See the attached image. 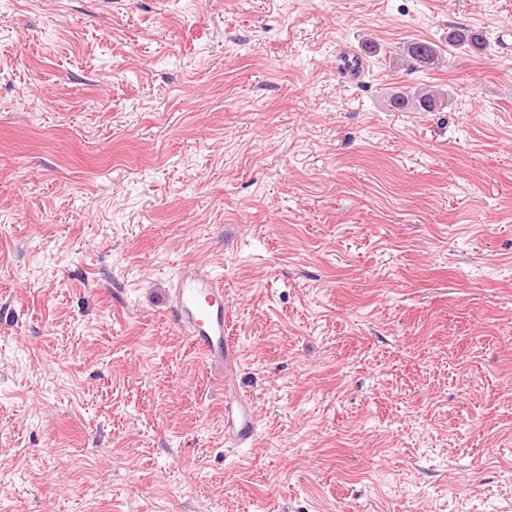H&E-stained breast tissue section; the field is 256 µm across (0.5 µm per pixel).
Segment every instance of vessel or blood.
<instances>
[{"mask_svg": "<svg viewBox=\"0 0 512 512\" xmlns=\"http://www.w3.org/2000/svg\"><path fill=\"white\" fill-rule=\"evenodd\" d=\"M171 315L192 346L224 377V439L239 448L257 435L251 401L234 383L238 352L226 333L224 283L204 263L182 266L167 290Z\"/></svg>", "mask_w": 512, "mask_h": 512, "instance_id": "vessel-or-blood-1", "label": "vessel or blood"}]
</instances>
